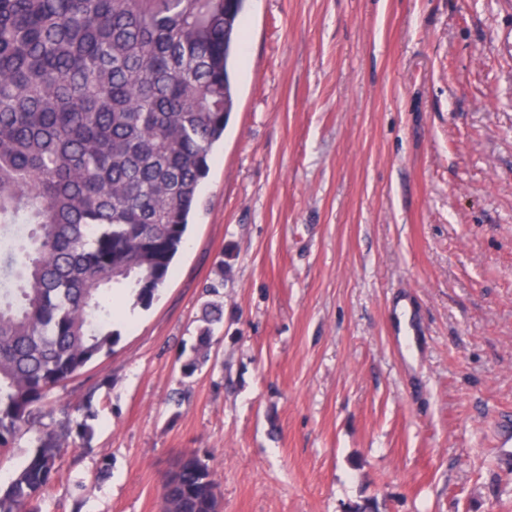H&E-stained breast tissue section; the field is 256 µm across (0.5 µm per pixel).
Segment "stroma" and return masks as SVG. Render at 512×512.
<instances>
[{
    "mask_svg": "<svg viewBox=\"0 0 512 512\" xmlns=\"http://www.w3.org/2000/svg\"><path fill=\"white\" fill-rule=\"evenodd\" d=\"M243 21L170 277L146 308L114 293L112 355L51 396L94 390L97 418L42 512H160L187 450L222 512H512L491 452L512 420V0H245ZM212 329L204 328L200 332L196 345L192 348V355L181 364V373L185 377H191L208 361L212 347Z\"/></svg>",
    "mask_w": 512,
    "mask_h": 512,
    "instance_id": "1",
    "label": "stroma"
}]
</instances>
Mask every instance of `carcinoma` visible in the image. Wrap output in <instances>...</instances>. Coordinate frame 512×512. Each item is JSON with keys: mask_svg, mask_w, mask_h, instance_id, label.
Instances as JSON below:
<instances>
[{"mask_svg": "<svg viewBox=\"0 0 512 512\" xmlns=\"http://www.w3.org/2000/svg\"><path fill=\"white\" fill-rule=\"evenodd\" d=\"M243 0H0V451L54 412L52 392L112 352L105 288L149 306L171 274L234 94ZM205 309L191 377L208 361ZM86 413L42 426L0 512H42ZM165 512H216L181 458Z\"/></svg>", "mask_w": 512, "mask_h": 512, "instance_id": "carcinoma-1", "label": "carcinoma"}]
</instances>
